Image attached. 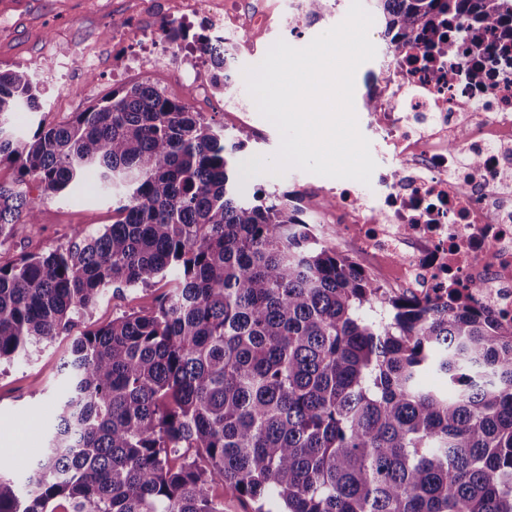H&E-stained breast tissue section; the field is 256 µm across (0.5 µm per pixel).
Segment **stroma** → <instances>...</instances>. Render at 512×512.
<instances>
[{"instance_id":"stroma-1","label":"stroma","mask_w":512,"mask_h":512,"mask_svg":"<svg viewBox=\"0 0 512 512\" xmlns=\"http://www.w3.org/2000/svg\"><path fill=\"white\" fill-rule=\"evenodd\" d=\"M350 5L351 0H336L330 16L298 32L285 27L249 32L234 50L237 95L227 100L212 88L209 63L198 50L156 42L162 21L176 13L177 0H0V69L32 70L45 109L41 115L14 113L11 124L30 133L39 121H68L73 113L111 96L114 89L147 82L170 98L190 99L193 111L232 139L239 128L235 113H247L252 136L238 151L239 161L272 156L279 147V132L259 114L243 77L244 68L258 63L254 46L281 39L305 47L343 21ZM192 85L205 86V93L188 97ZM63 87L69 88L68 96L60 95ZM324 182L323 176L294 168L280 177L244 175L240 188L247 195L259 186L269 193L287 192L303 199ZM23 189L38 204L39 218L34 224L14 225L8 237H0V265L68 247L75 226L96 233L119 218L116 198L92 188L48 196L29 181ZM167 288L166 280L156 277L117 293L106 292L69 333L41 344L24 358L0 364V458L16 461V469L7 474L14 485H23V467L37 456L54 418L62 389L61 365L74 337L125 314L152 311Z\"/></svg>"}]
</instances>
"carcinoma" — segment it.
I'll return each instance as SVG.
<instances>
[{
    "label": "carcinoma",
    "mask_w": 512,
    "mask_h": 512,
    "mask_svg": "<svg viewBox=\"0 0 512 512\" xmlns=\"http://www.w3.org/2000/svg\"><path fill=\"white\" fill-rule=\"evenodd\" d=\"M389 45L450 59L454 24L512 45V0H372ZM212 86L230 49L193 36ZM27 69L0 70V236L35 224L21 185L117 191L121 218L65 249L0 265V362L70 331L107 291L174 273L149 313L78 336L64 395L24 491L0 512H512V321L457 297L387 296L321 244L289 193L240 191L234 155L191 110L141 83L70 121ZM435 371L454 397L423 386ZM179 458L175 466L171 461Z\"/></svg>",
    "instance_id": "cac0c4a2"
}]
</instances>
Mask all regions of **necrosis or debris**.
Segmentation results:
<instances>
[{
  "instance_id": "4bbe7bcc",
  "label": "necrosis or debris",
  "mask_w": 512,
  "mask_h": 512,
  "mask_svg": "<svg viewBox=\"0 0 512 512\" xmlns=\"http://www.w3.org/2000/svg\"><path fill=\"white\" fill-rule=\"evenodd\" d=\"M301 0H184L224 43L243 29L280 24ZM368 129L385 160L370 188L337 182L335 203L310 221L335 227L336 244L388 295L447 299L449 286L499 320H512V53L475 72L467 39L448 61L385 52Z\"/></svg>"
}]
</instances>
